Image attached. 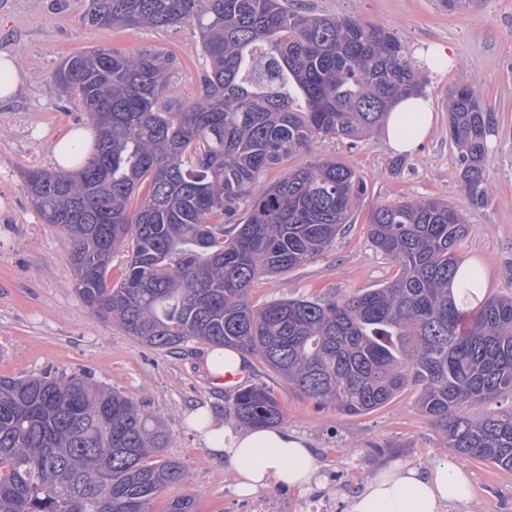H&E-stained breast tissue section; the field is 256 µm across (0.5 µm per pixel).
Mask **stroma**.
<instances>
[{"label":"stroma","instance_id":"35a3bbf8","mask_svg":"<svg viewBox=\"0 0 512 512\" xmlns=\"http://www.w3.org/2000/svg\"><path fill=\"white\" fill-rule=\"evenodd\" d=\"M315 13L382 26L409 57L433 44L450 47L451 72L420 67L424 93L435 112L432 134L411 155H395L384 134L357 145L330 137L311 148L315 157H334L352 167L367 193L352 221L318 259L287 273L256 280L251 301L337 299L391 282L396 263L367 236L370 211L381 204L441 198L465 217L469 231L459 242L460 260L485 264L487 297L512 295V0H472L445 9L440 0H299ZM85 0H0V55L13 59L26 79L18 94L0 102V375L26 378L90 373L97 383L122 392L161 420L171 432L165 458L186 473L164 491L153 512L192 496L198 512H352L367 479L395 463L425 468L455 458L436 426L417 406L413 393L361 416H344L297 395L257 360H250L243 385L263 383L284 409V424L304 437L320 465L321 483L307 494L274 490L251 498L232 491L223 460L210 455L186 413L210 405L225 424L235 390L215 387L205 368V345L176 350L143 346L110 315L83 305L74 289L71 243L59 228L44 223L21 184L25 169H54L52 143L60 132L86 126L74 104L65 103L53 75L65 58L100 45L122 52L160 47L179 67L169 94L194 100L205 60L197 32L167 29L104 30L82 20ZM475 85L490 112L487 200L473 207L459 181V155L448 138V89ZM472 481L468 503L442 512H512V473L495 465L459 462Z\"/></svg>","mask_w":512,"mask_h":512}]
</instances>
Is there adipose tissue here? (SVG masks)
<instances>
[{"label":"adipose tissue","instance_id":"ef3b65f1","mask_svg":"<svg viewBox=\"0 0 512 512\" xmlns=\"http://www.w3.org/2000/svg\"><path fill=\"white\" fill-rule=\"evenodd\" d=\"M433 103L424 95L401 98L392 106L383 132L394 152H413L433 127ZM96 138L91 127L65 132L55 142L52 158L61 168H78ZM186 420L210 454L224 459L234 478L233 489L254 496L275 488L307 494L320 482L319 465L308 442L287 427L237 430L224 424L210 406L191 410ZM472 495L466 473L449 461L420 470L408 465L384 469L368 481L353 512H441L445 504Z\"/></svg>","mask_w":512,"mask_h":512}]
</instances>
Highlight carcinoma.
Masks as SVG:
<instances>
[{"instance_id":"cac0c4a2","label":"carcinoma","mask_w":512,"mask_h":512,"mask_svg":"<svg viewBox=\"0 0 512 512\" xmlns=\"http://www.w3.org/2000/svg\"><path fill=\"white\" fill-rule=\"evenodd\" d=\"M101 29L187 25L207 68L198 97L168 94L178 64L158 49L101 45L67 58L59 88L98 129L71 173L26 169L22 188L72 241L82 302L143 345L235 347L288 388L346 416L417 391L423 415L463 459L512 472V408L468 411L512 395V296L466 312L451 288L467 233L440 199L379 205L368 238L397 265L388 285L332 300L252 304L249 287L323 255L366 192L341 161L288 159L319 138L354 144L421 93L417 67L376 24L290 0H87ZM448 135L470 203H486L490 113L471 84L448 90ZM284 168L259 187L270 171ZM128 248L120 280L109 251ZM229 413L272 427L284 410L264 384ZM169 435L129 397L84 375L0 376V512H152L185 479L159 459ZM166 512H196L188 495Z\"/></svg>"}]
</instances>
